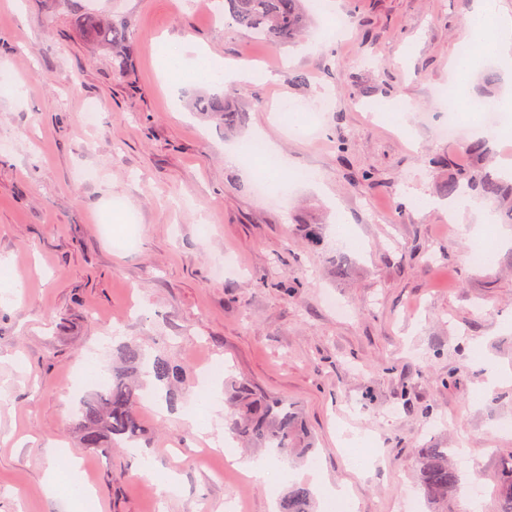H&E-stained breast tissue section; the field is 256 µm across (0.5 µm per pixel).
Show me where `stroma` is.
I'll return each mask as SVG.
<instances>
[{
	"label": "stroma",
	"instance_id": "35a3bbf8",
	"mask_svg": "<svg viewBox=\"0 0 512 512\" xmlns=\"http://www.w3.org/2000/svg\"><path fill=\"white\" fill-rule=\"evenodd\" d=\"M132 20L129 74L74 24L63 0H0V259L19 286L0 301V512H275L288 483L353 491L354 512H398L419 488L421 452L456 448L460 487L445 512H464L480 471L481 512H497L495 476L512 460V384L475 396L484 354L512 367V224L478 211L415 205L440 182L477 172L481 158L439 134L448 116V54L463 45L471 0H308V33L272 47L191 0H95ZM347 32L323 37L330 18ZM202 52L249 80L208 85L246 112L237 138L187 108L198 87L167 54ZM308 77L296 83V74ZM467 108L512 93V64L475 71ZM412 107L409 132L374 107ZM321 133L290 135L281 104ZM99 124L82 120L88 105ZM273 141L291 185L280 203L250 164L227 163L234 140ZM322 238L312 243L309 225ZM498 237L489 264L468 249ZM223 276H215L216 263ZM337 297L348 308L329 307ZM182 369L174 404L140 405L142 453L84 448L75 423L95 395L87 358L111 371L109 343ZM225 376L288 399L315 442L317 465L294 468L237 444L224 411L222 450H197L184 419L201 410L209 360ZM360 438L361 470L337 443ZM80 465L94 497L44 488L47 472ZM265 460L277 482H254L243 461ZM179 490L160 492V471Z\"/></svg>",
	"mask_w": 512,
	"mask_h": 512
}]
</instances>
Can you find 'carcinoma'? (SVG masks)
<instances>
[{
    "mask_svg": "<svg viewBox=\"0 0 512 512\" xmlns=\"http://www.w3.org/2000/svg\"><path fill=\"white\" fill-rule=\"evenodd\" d=\"M76 24L99 47L112 51V70L122 74L127 68L136 36L130 21L122 17L110 20L97 15L84 5L85 0H65ZM224 15L231 23L262 36L274 47L293 42L306 28L307 16L303 0H222ZM190 105L209 119L224 125L232 132L241 127L246 113L225 98L198 94ZM496 135L483 137L465 144L472 155L485 156ZM440 194L455 201L473 198L493 201L507 222H512V183L506 174L484 171L478 175L461 172L439 184ZM119 363L112 365L109 387L80 403V442L86 448H103L106 444L126 445L143 438V428L136 412L145 385H135L130 375L135 373L152 377L165 385L179 382L181 372L165 358L149 361L135 345L123 343L115 348ZM224 400L232 405V414L226 417L233 437L251 447L270 454L290 456L300 464L316 463L314 445L298 425L296 407L286 399L271 398L257 393L244 380L224 382ZM454 453L446 448H425L420 458L419 478L431 497L448 499V493L459 486V473L451 462ZM496 483L501 502L499 512H512V463L502 467ZM279 512H314L313 493L306 483H293L284 491Z\"/></svg>",
    "mask_w": 512,
    "mask_h": 512,
    "instance_id": "1",
    "label": "carcinoma"
}]
</instances>
